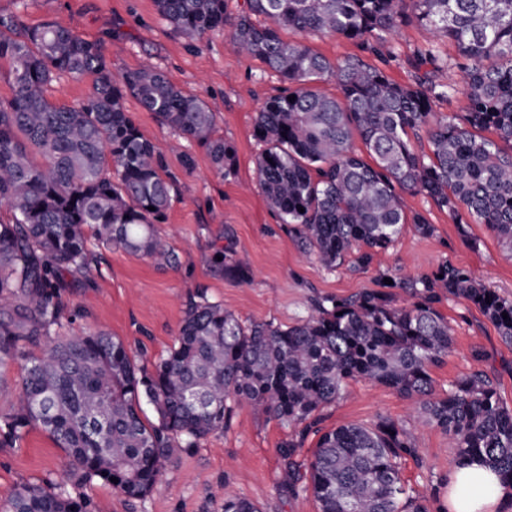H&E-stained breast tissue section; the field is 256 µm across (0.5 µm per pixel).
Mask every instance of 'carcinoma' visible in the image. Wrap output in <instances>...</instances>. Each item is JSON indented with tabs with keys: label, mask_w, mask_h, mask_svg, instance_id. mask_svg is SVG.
I'll return each instance as SVG.
<instances>
[{
	"label": "carcinoma",
	"mask_w": 512,
	"mask_h": 512,
	"mask_svg": "<svg viewBox=\"0 0 512 512\" xmlns=\"http://www.w3.org/2000/svg\"><path fill=\"white\" fill-rule=\"evenodd\" d=\"M158 14L189 43L224 28L242 54L276 72L281 91L257 113L260 189L306 253L328 267L353 256L368 269L407 226L427 237L434 226L408 214L405 192L429 197L456 224H484L512 251V0H155ZM413 21L453 42L448 66L466 77L463 118L438 117L434 101L453 88L402 85L358 57L332 62L282 33H324L371 46ZM11 96L0 100V371L25 362L16 402L0 413V445L34 429L67 452L69 479L96 480L141 499L171 459L224 428L230 403L249 407L299 435L348 381L368 379L397 392L424 422L451 434L454 464L478 457L512 484V408L480 372L435 395L431 368L448 357L453 338L437 309L445 295L478 308L512 342V301L460 266L445 262L388 290L328 298L314 313L282 328L246 327L216 302L190 303L175 345L151 367H139L125 343L105 331L56 334L71 312L66 276L88 273V236L103 246L173 265L161 239L172 185L158 147L124 108L131 95L159 122L206 147L220 174L236 163L216 136V117L155 68L112 73L104 47L49 22L25 26L0 16V62ZM93 77L72 106L47 97L55 78ZM332 81L339 95L318 90ZM295 96L290 101L288 97ZM426 132L430 153L415 150ZM359 137L365 151L355 147ZM155 210H149V207ZM304 208L299 212L298 208ZM508 314L503 319L502 313ZM47 342L42 356L26 346ZM152 405L157 422L144 418ZM282 483L297 489L293 456ZM419 460L405 425L380 417L320 434L308 463L309 491L320 512H428L427 496L408 487L401 462ZM9 512H88V502L22 483ZM224 512H259L246 498L224 500Z\"/></svg>",
	"instance_id": "carcinoma-1"
}]
</instances>
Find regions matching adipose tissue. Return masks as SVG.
I'll return each mask as SVG.
<instances>
[{
    "label": "adipose tissue",
    "instance_id": "1",
    "mask_svg": "<svg viewBox=\"0 0 512 512\" xmlns=\"http://www.w3.org/2000/svg\"><path fill=\"white\" fill-rule=\"evenodd\" d=\"M512 501V488L480 463L454 466L448 477V512H499Z\"/></svg>",
    "mask_w": 512,
    "mask_h": 512
}]
</instances>
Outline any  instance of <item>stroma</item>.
<instances>
[{
	"label": "stroma",
	"mask_w": 512,
	"mask_h": 512,
	"mask_svg": "<svg viewBox=\"0 0 512 512\" xmlns=\"http://www.w3.org/2000/svg\"><path fill=\"white\" fill-rule=\"evenodd\" d=\"M1 14L19 15L31 27L58 22L101 42L114 73L144 66L160 69L175 86L215 112L217 136L236 152L233 173L220 175L205 147L162 126L136 98L126 97L127 112L161 150L165 174L173 183L171 205L158 231L180 264L161 266L149 257L89 241L91 272L70 279L66 297L73 314L64 320L61 335L106 331L127 345L137 365L148 366L173 347L189 300L203 296L221 303L246 326L270 322L286 327L307 317L317 301L378 289L384 276H416L446 261L469 269L477 280L512 299V252L486 225L459 229L446 211L420 194H403V206L407 213L425 216L434 234L424 237L407 230L367 271L355 270L348 261L328 268L304 253L257 183L256 161L263 145L254 137V120L262 103L283 84L263 62L234 49L230 30L189 44L158 14L154 0H0ZM283 37L305 43L332 61L357 56L371 65H385L402 84L426 77L452 85L453 93L435 101L434 112L460 116L466 110L459 69L428 70L415 60L416 50L427 43L448 58L456 57L455 47L414 22L384 34L376 55L336 35L289 29ZM187 155L193 159L189 169L183 165ZM219 249L226 256L221 265L214 261ZM438 309L454 344L445 363L431 371L437 394L447 392L458 378L480 371L512 408V342L465 301L450 296ZM381 416L411 431L421 458L403 462V476L413 488L428 493L429 512H441L446 490L440 480L453 467L454 440L411 415L408 401L395 391L367 380L351 382L322 409L319 426L328 430L349 423L370 425ZM293 434L276 419L234 408L224 429L167 464L149 496L129 500L102 481L74 486L67 477L65 450L46 433L33 430L19 442L0 447V512L22 483L81 495L90 512H224L225 499L234 497L251 500L260 512H319L310 493L280 483L288 463L307 465L316 446V435L307 434L294 457H286L284 445Z\"/></svg>",
	"instance_id": "35a3bbf8"
}]
</instances>
